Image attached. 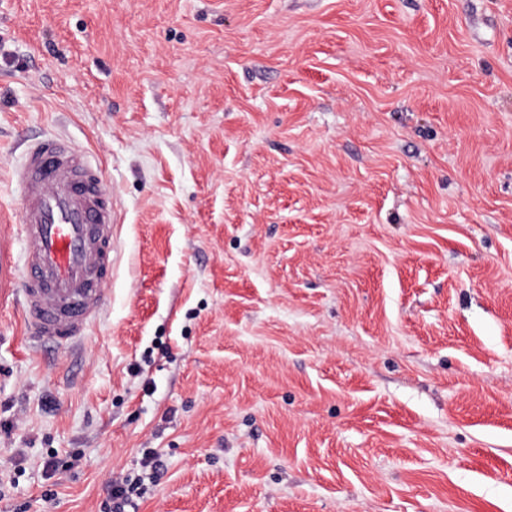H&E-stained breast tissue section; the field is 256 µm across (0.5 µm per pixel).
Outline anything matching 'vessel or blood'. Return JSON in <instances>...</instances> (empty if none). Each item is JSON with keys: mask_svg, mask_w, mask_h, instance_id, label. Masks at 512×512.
<instances>
[{"mask_svg": "<svg viewBox=\"0 0 512 512\" xmlns=\"http://www.w3.org/2000/svg\"><path fill=\"white\" fill-rule=\"evenodd\" d=\"M12 180L22 205L15 269L27 337L58 347L84 341L122 260L117 202L86 151L62 138L31 142Z\"/></svg>", "mask_w": 512, "mask_h": 512, "instance_id": "1", "label": "vessel or blood"}]
</instances>
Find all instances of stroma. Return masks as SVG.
Returning <instances> with one entry per match:
<instances>
[{
	"mask_svg": "<svg viewBox=\"0 0 512 512\" xmlns=\"http://www.w3.org/2000/svg\"><path fill=\"white\" fill-rule=\"evenodd\" d=\"M51 133L123 261L76 348L0 280V512H512V0H0V251ZM128 482V479L112 481L107 497L102 503L103 512H129L126 507H133L132 496L138 487Z\"/></svg>",
	"mask_w": 512,
	"mask_h": 512,
	"instance_id": "stroma-1",
	"label": "stroma"
}]
</instances>
